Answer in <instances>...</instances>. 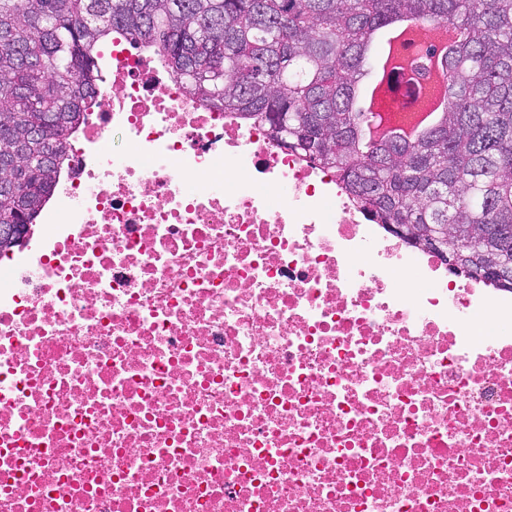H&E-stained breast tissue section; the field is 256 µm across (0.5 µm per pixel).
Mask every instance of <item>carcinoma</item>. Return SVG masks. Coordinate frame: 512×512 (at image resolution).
<instances>
[{"label": "carcinoma", "instance_id": "1", "mask_svg": "<svg viewBox=\"0 0 512 512\" xmlns=\"http://www.w3.org/2000/svg\"><path fill=\"white\" fill-rule=\"evenodd\" d=\"M409 15L461 35L443 119L416 142L369 140L355 106L369 44ZM121 35L202 104L267 127L336 172L403 239L512 292V0H0V255L55 186Z\"/></svg>", "mask_w": 512, "mask_h": 512}]
</instances>
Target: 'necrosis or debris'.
Wrapping results in <instances>:
<instances>
[{"instance_id": "1", "label": "necrosis or debris", "mask_w": 512, "mask_h": 512, "mask_svg": "<svg viewBox=\"0 0 512 512\" xmlns=\"http://www.w3.org/2000/svg\"><path fill=\"white\" fill-rule=\"evenodd\" d=\"M99 98L0 264V512H512V293L127 40Z\"/></svg>"}]
</instances>
